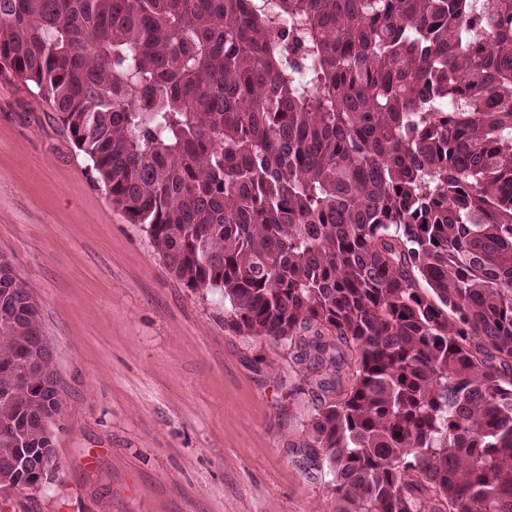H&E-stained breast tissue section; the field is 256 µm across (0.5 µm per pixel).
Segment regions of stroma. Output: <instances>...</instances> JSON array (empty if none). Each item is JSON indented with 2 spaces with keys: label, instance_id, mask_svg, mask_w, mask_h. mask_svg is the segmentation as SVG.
I'll use <instances>...</instances> for the list:
<instances>
[{
  "label": "stroma",
  "instance_id": "obj_1",
  "mask_svg": "<svg viewBox=\"0 0 512 512\" xmlns=\"http://www.w3.org/2000/svg\"><path fill=\"white\" fill-rule=\"evenodd\" d=\"M0 252L42 309L63 407L0 512H339L301 463L315 376L187 288L35 90L0 76Z\"/></svg>",
  "mask_w": 512,
  "mask_h": 512
}]
</instances>
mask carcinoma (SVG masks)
<instances>
[{
	"mask_svg": "<svg viewBox=\"0 0 512 512\" xmlns=\"http://www.w3.org/2000/svg\"><path fill=\"white\" fill-rule=\"evenodd\" d=\"M31 84L171 272L321 375L340 512H512V0H0ZM0 253V496L62 392Z\"/></svg>",
	"mask_w": 512,
	"mask_h": 512,
	"instance_id": "carcinoma-1",
	"label": "carcinoma"
}]
</instances>
